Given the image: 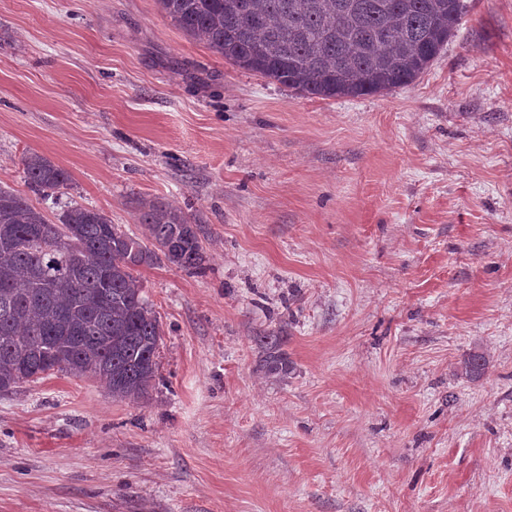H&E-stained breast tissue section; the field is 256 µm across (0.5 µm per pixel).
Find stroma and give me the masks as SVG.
Instances as JSON below:
<instances>
[{"label":"stroma","instance_id":"35a3bbf8","mask_svg":"<svg viewBox=\"0 0 512 512\" xmlns=\"http://www.w3.org/2000/svg\"><path fill=\"white\" fill-rule=\"evenodd\" d=\"M466 2L411 85L321 99L156 0H0V183L58 220L42 153L64 201L139 236L169 201L207 256L137 269L165 331L139 403L0 393V512H512V0ZM281 325L285 377L255 341ZM21 165L26 181L33 192L48 196L71 182V175L65 169L52 163L47 157L37 152H29L21 158Z\"/></svg>","mask_w":512,"mask_h":512}]
</instances>
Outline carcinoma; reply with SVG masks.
<instances>
[{
  "label": "carcinoma",
  "mask_w": 512,
  "mask_h": 512,
  "mask_svg": "<svg viewBox=\"0 0 512 512\" xmlns=\"http://www.w3.org/2000/svg\"><path fill=\"white\" fill-rule=\"evenodd\" d=\"M183 31L233 65L303 96L382 94L423 74L453 38L465 0H157ZM32 191L47 196L71 175L47 157L21 158ZM143 240L103 213L72 203L52 223L20 193L0 185V388L31 382L27 366L52 360L138 401L156 382L163 330L135 275L165 261L204 269L201 229L181 208L144 200ZM263 369L288 375L283 330L256 337ZM486 356L469 354L461 373L481 378Z\"/></svg>",
  "instance_id": "1"
}]
</instances>
